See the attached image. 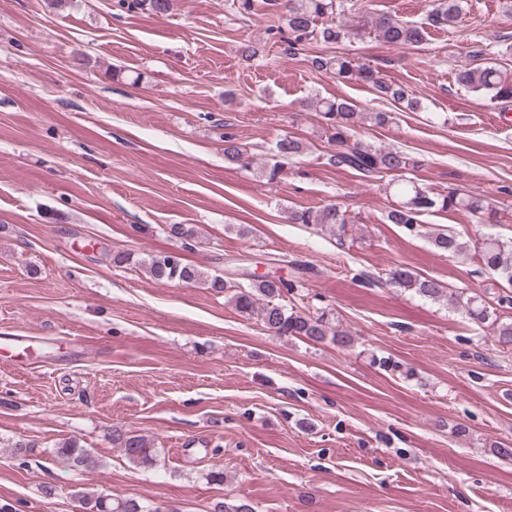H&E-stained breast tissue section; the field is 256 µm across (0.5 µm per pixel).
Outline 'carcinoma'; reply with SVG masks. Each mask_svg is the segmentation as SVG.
<instances>
[{
	"label": "carcinoma",
	"instance_id": "carcinoma-1",
	"mask_svg": "<svg viewBox=\"0 0 512 512\" xmlns=\"http://www.w3.org/2000/svg\"><path fill=\"white\" fill-rule=\"evenodd\" d=\"M276 7L278 22L268 27L269 34L283 46V54L294 55L301 47L312 42L325 45L336 44L346 39L351 31L343 24V17L362 9L359 0H271ZM120 7L150 9L164 14L170 0H119ZM463 10L462 0H438L420 23H409L384 15H370L362 22V29L375 38L393 46L403 47L424 41L427 29L451 27ZM312 69L333 73L342 79H356L371 86L381 98L391 100L409 110L421 108L420 101L403 85L388 83L370 67L359 65L346 54H320L309 59ZM456 82L475 93H480L490 102L512 100V80H506L494 66L461 68L455 73ZM307 106L318 112L326 125L328 142L335 146L329 163L339 168L352 169L361 176L383 183V189L398 197L395 207L388 211L386 219L391 224L402 225L409 234H419L423 228L421 216L426 212H448L466 210L481 218L492 210L491 203L479 193H435L419 185L409 173L421 166V161L410 154L394 148L377 147L355 135V128L366 121L382 126L391 120L388 112H361L347 100L312 98ZM279 160L259 169L260 176L272 184L280 179L284 161L291 160L304 150L301 140L285 136L276 144ZM224 158L243 167L252 165L248 150L231 132L224 133ZM293 224L316 225L328 229L337 236L346 234L347 225L355 223L347 208L339 203L325 206H309L294 210L288 215ZM169 232L183 240V247L191 249L198 243V231L189 224H169ZM431 244L450 256L466 252L467 243L448 229H437L429 233ZM480 262L512 283V243L497 238H487L477 247ZM148 276L162 283L179 282L200 284L217 292L227 294L228 302L243 316L259 318L263 328L277 336L300 337L312 341L327 338L339 346L353 343L350 334L333 324L326 311H309L293 304L304 300L298 291L302 284L281 278L251 279L233 282L220 274H211L195 265L183 261L172 262L164 252L148 254L138 260ZM389 284L411 291L432 301H446L462 307L470 320L482 328L492 331L503 344H512V321L503 322L490 311L483 298L464 291L451 292L443 282L433 277H424L404 266L393 267L387 272ZM113 447L134 466H152L156 462L157 448L153 439L134 431H112ZM53 460L60 461L74 470H83L93 463L92 456L74 441H65L51 452ZM78 500L84 512H164L161 507L150 508L135 500L106 499L100 494L79 492Z\"/></svg>",
	"mask_w": 512,
	"mask_h": 512
}]
</instances>
